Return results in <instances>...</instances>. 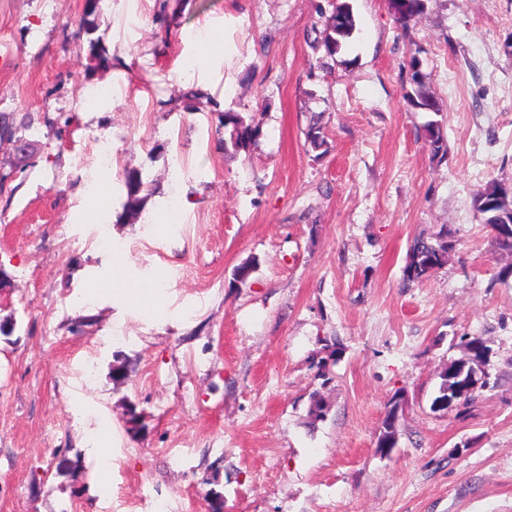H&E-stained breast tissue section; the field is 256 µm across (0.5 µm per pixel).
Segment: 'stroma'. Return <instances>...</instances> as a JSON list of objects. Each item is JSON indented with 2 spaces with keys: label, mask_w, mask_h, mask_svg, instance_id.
<instances>
[{
  "label": "stroma",
  "mask_w": 512,
  "mask_h": 512,
  "mask_svg": "<svg viewBox=\"0 0 512 512\" xmlns=\"http://www.w3.org/2000/svg\"><path fill=\"white\" fill-rule=\"evenodd\" d=\"M350 3L325 74L309 33L329 0H99L90 29L85 0H0V113H31L36 142L0 192V512H211L215 491L224 512H512V255L473 208L512 185V0H426L406 29L388 0ZM414 55L438 111L406 102ZM228 108L264 115L249 151L224 150ZM101 139L99 198L82 161ZM129 171L149 191L134 217ZM445 225L447 264L406 284L410 244ZM119 277L160 281L154 312L118 301ZM465 334L485 338L492 387L436 409ZM305 138L307 144L314 151L322 150L316 156L320 157L326 154L329 150L328 142L324 135V127L321 123L320 115H313L310 118L309 124L305 131ZM425 139L432 158L444 159L448 155V146L437 123L430 122L425 128Z\"/></svg>",
  "instance_id": "obj_1"
}]
</instances>
